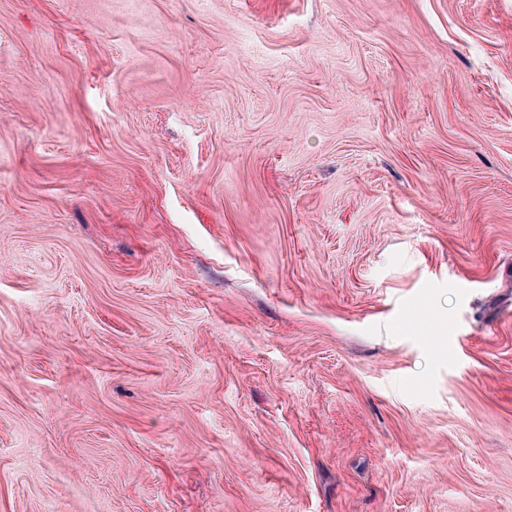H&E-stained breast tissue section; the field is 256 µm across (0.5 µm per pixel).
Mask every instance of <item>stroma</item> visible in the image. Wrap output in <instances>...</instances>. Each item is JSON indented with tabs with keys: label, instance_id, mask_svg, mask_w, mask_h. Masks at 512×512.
<instances>
[{
	"label": "stroma",
	"instance_id": "obj_1",
	"mask_svg": "<svg viewBox=\"0 0 512 512\" xmlns=\"http://www.w3.org/2000/svg\"><path fill=\"white\" fill-rule=\"evenodd\" d=\"M0 512H512V0H0Z\"/></svg>",
	"mask_w": 512,
	"mask_h": 512
}]
</instances>
